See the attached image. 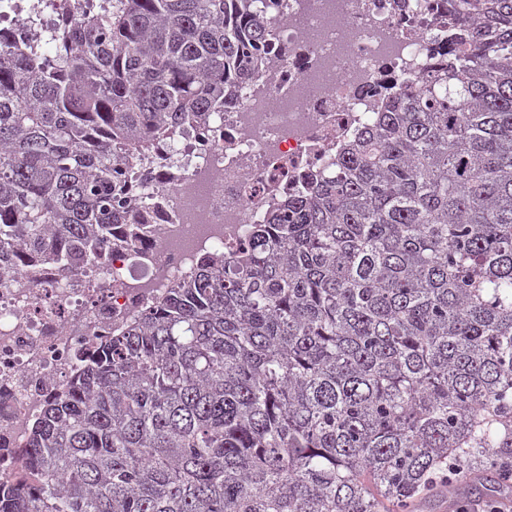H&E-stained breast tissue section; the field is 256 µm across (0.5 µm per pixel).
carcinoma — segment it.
Segmentation results:
<instances>
[{
    "label": "carcinoma",
    "instance_id": "1",
    "mask_svg": "<svg viewBox=\"0 0 512 512\" xmlns=\"http://www.w3.org/2000/svg\"><path fill=\"white\" fill-rule=\"evenodd\" d=\"M54 54L0 27V273L117 223V146L207 124L267 0H97ZM231 258L89 351L0 512H405L454 463L512 487V0Z\"/></svg>",
    "mask_w": 512,
    "mask_h": 512
}]
</instances>
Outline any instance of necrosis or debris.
<instances>
[{
  "label": "necrosis or debris",
  "instance_id": "necrosis-or-debris-1",
  "mask_svg": "<svg viewBox=\"0 0 512 512\" xmlns=\"http://www.w3.org/2000/svg\"><path fill=\"white\" fill-rule=\"evenodd\" d=\"M15 2L0 0V26L25 41L48 40L67 17V0L38 17ZM270 13L268 65L237 104L156 141L151 162L113 173L129 212L108 246L71 273L0 275V476L14 473L34 419L92 342L154 305L201 254H231L454 45L448 0H274Z\"/></svg>",
  "mask_w": 512,
  "mask_h": 512
}]
</instances>
